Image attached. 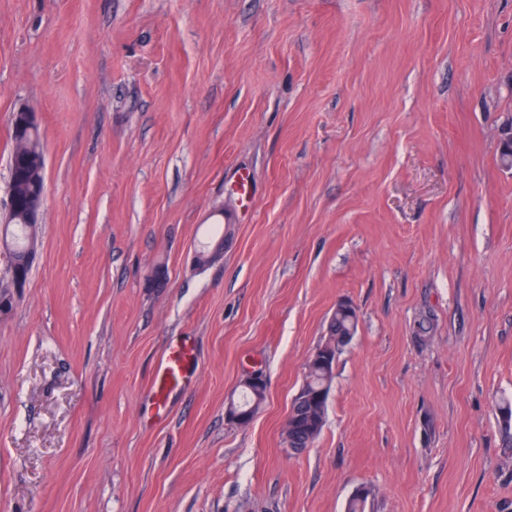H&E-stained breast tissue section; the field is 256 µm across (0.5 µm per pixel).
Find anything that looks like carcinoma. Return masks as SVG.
I'll list each match as a JSON object with an SVG mask.
<instances>
[{
  "label": "carcinoma",
  "instance_id": "cac0c4a2",
  "mask_svg": "<svg viewBox=\"0 0 512 512\" xmlns=\"http://www.w3.org/2000/svg\"><path fill=\"white\" fill-rule=\"evenodd\" d=\"M13 151L12 159L16 162L13 179V192L17 200L16 212L8 215L7 227L11 228L13 248L10 255L14 256L12 277L29 276L30 263L24 258L30 246L37 241L36 224L23 223V201L32 198L44 188V157L39 144V134L36 132L12 129ZM500 160L504 165L512 166V128L506 127L501 131ZM357 314L342 304L336 305L329 322L327 341L336 343L337 351L347 346L345 339L355 335L357 330ZM332 370L321 363L308 366V375L294 398L290 408L288 422V445L293 448L310 447L320 435L325 424L327 402L331 390ZM266 397V384L251 385L243 388V398L239 406L255 414Z\"/></svg>",
  "mask_w": 512,
  "mask_h": 512
}]
</instances>
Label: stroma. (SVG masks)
<instances>
[{"instance_id":"obj_1","label":"stroma","mask_w":512,"mask_h":512,"mask_svg":"<svg viewBox=\"0 0 512 512\" xmlns=\"http://www.w3.org/2000/svg\"><path fill=\"white\" fill-rule=\"evenodd\" d=\"M21 107L45 194L25 287L0 248V512H512V0H0V216ZM174 339L197 379L143 414ZM357 324L356 311L342 307V303H338L336 305V311L329 322V336L323 344L326 345L330 341H334L336 343L337 352L340 353L342 349L349 344V342H345V339L355 335ZM327 369L321 363L308 365L305 382L292 401L290 420L288 422L289 413L286 420L291 452L297 447L309 448L323 429L333 379L332 363Z\"/></svg>"}]
</instances>
